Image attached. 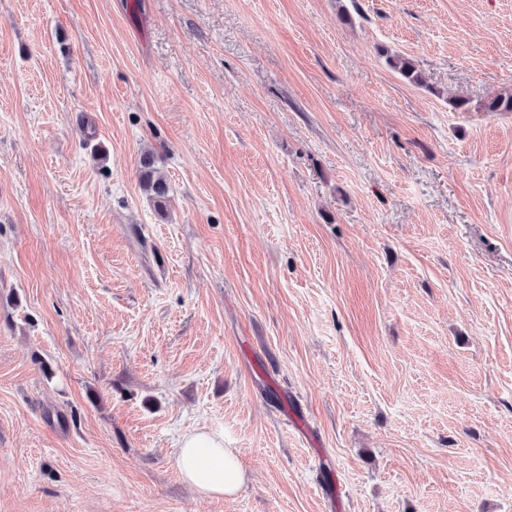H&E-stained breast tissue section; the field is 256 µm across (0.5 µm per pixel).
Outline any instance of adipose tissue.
Masks as SVG:
<instances>
[{
	"label": "adipose tissue",
	"instance_id": "1",
	"mask_svg": "<svg viewBox=\"0 0 512 512\" xmlns=\"http://www.w3.org/2000/svg\"><path fill=\"white\" fill-rule=\"evenodd\" d=\"M176 466L181 478L207 497L232 495L243 482L237 449L225 447L223 435L206 429L183 437Z\"/></svg>",
	"mask_w": 512,
	"mask_h": 512
}]
</instances>
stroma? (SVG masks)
Segmentation results:
<instances>
[{"label":"stroma","mask_w":512,"mask_h":512,"mask_svg":"<svg viewBox=\"0 0 512 512\" xmlns=\"http://www.w3.org/2000/svg\"><path fill=\"white\" fill-rule=\"evenodd\" d=\"M504 91L512 0H0V512H512ZM378 54L384 59L390 69L399 74L408 83L424 86L425 79L412 59L384 47L378 49ZM153 156L143 158V169L141 170V188L159 212L166 211L170 200V186L165 176L154 166ZM235 448H224V436L206 429L185 435L176 453L181 478L200 495L224 497L237 492L243 471Z\"/></svg>","instance_id":"obj_1"}]
</instances>
